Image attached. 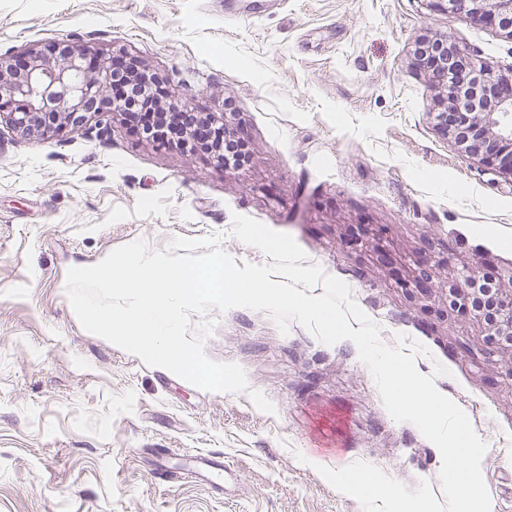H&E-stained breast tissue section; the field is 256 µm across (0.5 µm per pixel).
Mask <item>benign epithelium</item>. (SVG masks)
Segmentation results:
<instances>
[{"instance_id": "obj_1", "label": "benign epithelium", "mask_w": 512, "mask_h": 512, "mask_svg": "<svg viewBox=\"0 0 512 512\" xmlns=\"http://www.w3.org/2000/svg\"><path fill=\"white\" fill-rule=\"evenodd\" d=\"M440 11L459 10L496 26L512 39V0H426ZM465 72L452 88L441 85L438 93L453 112L436 113V126L464 150L497 166L498 173L512 177V71L487 68L455 45L450 54L437 57V73L448 62ZM130 77L145 78L148 72L128 55L62 42L29 48L17 55L0 56V123L15 133L55 137L92 116L124 113L113 97L112 82L118 67ZM448 307L476 319L484 329L479 354L492 359L512 350V271L487 277L461 260L448 288Z\"/></svg>"}]
</instances>
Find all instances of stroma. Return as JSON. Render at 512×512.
<instances>
[{
  "mask_svg": "<svg viewBox=\"0 0 512 512\" xmlns=\"http://www.w3.org/2000/svg\"><path fill=\"white\" fill-rule=\"evenodd\" d=\"M431 36L512 70V39L425 0H0V55L67 39L131 53L170 99L232 114L250 152L229 169L139 138L118 114L50 139L0 125V512H362L316 470L359 460L442 496L438 448L392 419L351 341L209 310L193 318L215 322L205 355L249 387L210 392L82 328L68 269L131 242L219 233L236 263H266L233 236L237 214L290 234L386 344H424L423 374L446 367L438 390L487 444L491 512H512V352L461 354L482 327L447 308L458 258L512 268V180L436 129L414 56ZM199 455L235 481L188 477Z\"/></svg>",
  "mask_w": 512,
  "mask_h": 512,
  "instance_id": "obj_1",
  "label": "stroma"
}]
</instances>
